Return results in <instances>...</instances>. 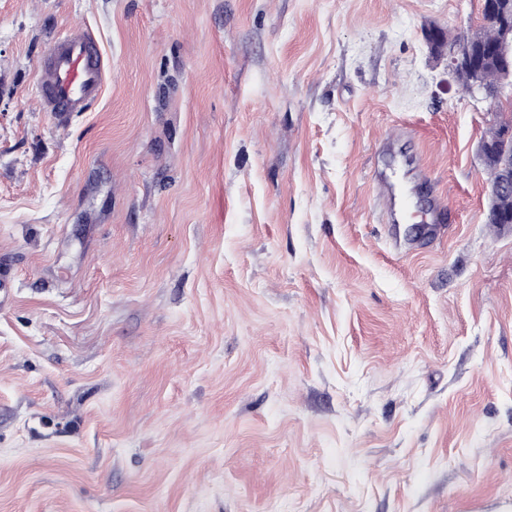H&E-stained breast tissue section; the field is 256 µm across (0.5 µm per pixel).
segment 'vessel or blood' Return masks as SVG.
<instances>
[{"instance_id":"1","label":"vessel or blood","mask_w":512,"mask_h":512,"mask_svg":"<svg viewBox=\"0 0 512 512\" xmlns=\"http://www.w3.org/2000/svg\"><path fill=\"white\" fill-rule=\"evenodd\" d=\"M108 72L95 38L82 28L51 42L39 65L38 91L44 111H85L97 100Z\"/></svg>"}]
</instances>
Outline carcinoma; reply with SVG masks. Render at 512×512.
Returning a JSON list of instances; mask_svg holds the SVG:
<instances>
[{"label":"carcinoma","instance_id":"carcinoma-1","mask_svg":"<svg viewBox=\"0 0 512 512\" xmlns=\"http://www.w3.org/2000/svg\"><path fill=\"white\" fill-rule=\"evenodd\" d=\"M483 24L464 35L450 38L441 33V44L448 50L468 48L472 62L453 70L461 86L470 91L477 87L499 95V84L512 79V58L505 60L495 54L499 27L482 15ZM485 150L483 163L490 176L488 223L503 227L512 224V189L502 186L503 173L512 170V111L497 112L489 132L480 141Z\"/></svg>","mask_w":512,"mask_h":512}]
</instances>
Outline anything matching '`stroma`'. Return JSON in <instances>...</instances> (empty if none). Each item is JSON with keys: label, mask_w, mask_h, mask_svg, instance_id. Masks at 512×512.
<instances>
[{"label": "stroma", "mask_w": 512, "mask_h": 512, "mask_svg": "<svg viewBox=\"0 0 512 512\" xmlns=\"http://www.w3.org/2000/svg\"><path fill=\"white\" fill-rule=\"evenodd\" d=\"M481 0H0V512H512V228L426 39ZM109 64L56 120L39 61ZM386 221L380 171L412 186ZM410 222V223H411ZM108 72L95 38L81 27L51 42L39 65L42 109L52 114L84 112L97 100Z\"/></svg>", "instance_id": "obj_1"}]
</instances>
